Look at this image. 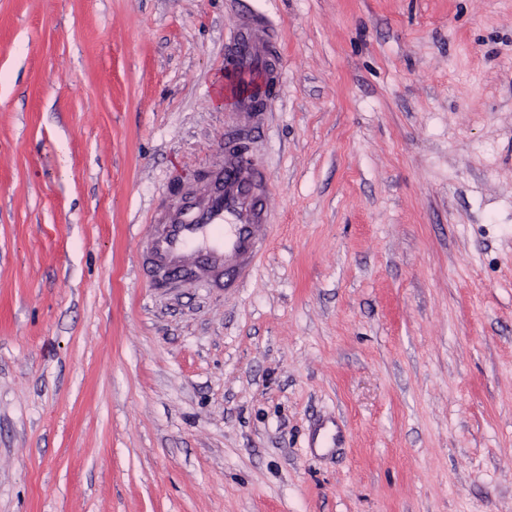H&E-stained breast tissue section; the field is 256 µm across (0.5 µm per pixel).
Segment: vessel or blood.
Instances as JSON below:
<instances>
[{
    "label": "vessel or blood",
    "instance_id": "1",
    "mask_svg": "<svg viewBox=\"0 0 512 512\" xmlns=\"http://www.w3.org/2000/svg\"><path fill=\"white\" fill-rule=\"evenodd\" d=\"M280 73L275 26L263 13L240 20L224 53L226 103L250 122L277 94ZM224 163L203 189H187L163 205L140 260L154 287L194 281L227 291L241 288L264 251L269 226L266 177L245 159L237 132Z\"/></svg>",
    "mask_w": 512,
    "mask_h": 512
}]
</instances>
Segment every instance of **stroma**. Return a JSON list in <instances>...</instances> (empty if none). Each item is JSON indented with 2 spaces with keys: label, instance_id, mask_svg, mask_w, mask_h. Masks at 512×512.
I'll use <instances>...</instances> for the list:
<instances>
[{
  "label": "stroma",
  "instance_id": "stroma-1",
  "mask_svg": "<svg viewBox=\"0 0 512 512\" xmlns=\"http://www.w3.org/2000/svg\"><path fill=\"white\" fill-rule=\"evenodd\" d=\"M256 10L269 243L152 287ZM0 512H512V0H0ZM275 26L263 13L240 20L224 53L225 101L234 113L249 123L277 94L280 73ZM243 77L253 79L248 89Z\"/></svg>",
  "mask_w": 512,
  "mask_h": 512
}]
</instances>
